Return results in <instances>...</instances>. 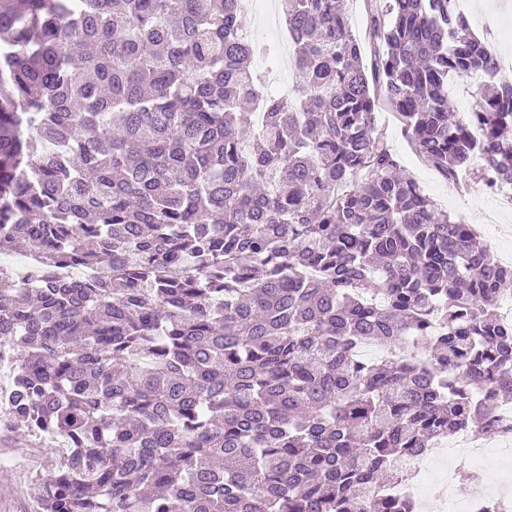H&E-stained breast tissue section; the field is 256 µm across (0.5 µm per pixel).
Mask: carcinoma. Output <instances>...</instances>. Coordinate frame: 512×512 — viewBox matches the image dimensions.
Wrapping results in <instances>:
<instances>
[{
	"label": "carcinoma",
	"mask_w": 512,
	"mask_h": 512,
	"mask_svg": "<svg viewBox=\"0 0 512 512\" xmlns=\"http://www.w3.org/2000/svg\"><path fill=\"white\" fill-rule=\"evenodd\" d=\"M270 94L240 0H0V423L71 450L40 512H416L402 463L512 434V265L444 180L512 189V81L454 0H279ZM484 84L470 118L452 76ZM370 3L367 0H349L347 2L353 31L363 42L366 40V43L373 15L370 10ZM376 126L393 150L400 156L405 173L413 177L448 213L461 217L488 241L486 235L488 201L495 198L479 179L463 175L456 184H449L435 171L423 164L414 154L401 131L400 123L388 108L381 104L376 112ZM478 192L481 197L478 196Z\"/></svg>",
	"instance_id": "obj_1"
}]
</instances>
